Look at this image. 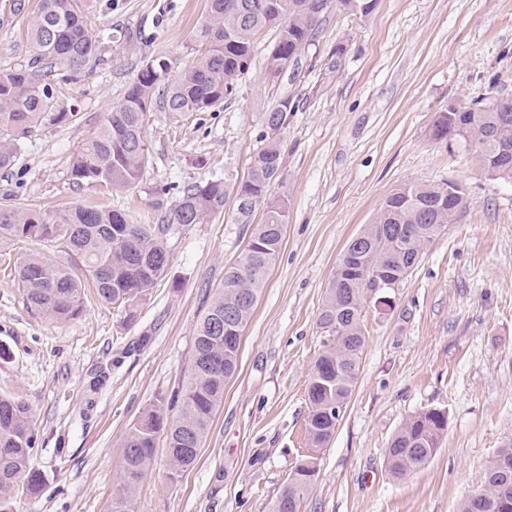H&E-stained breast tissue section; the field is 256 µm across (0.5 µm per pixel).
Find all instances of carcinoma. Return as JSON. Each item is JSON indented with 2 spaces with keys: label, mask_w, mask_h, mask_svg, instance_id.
<instances>
[{
  "label": "carcinoma",
  "mask_w": 512,
  "mask_h": 512,
  "mask_svg": "<svg viewBox=\"0 0 512 512\" xmlns=\"http://www.w3.org/2000/svg\"><path fill=\"white\" fill-rule=\"evenodd\" d=\"M375 0H208L197 30L202 50L175 81L164 84L167 62L147 61L92 134L73 154L70 176L74 183L124 190L140 183L149 162L144 130L150 112L160 106L168 112H208L232 96L239 77L250 67L255 36L268 27L278 29L274 48L290 64L314 39L321 19L336 8L368 14ZM8 13L24 16L32 47L27 64L0 69V170L15 165L18 143L32 128L57 111L61 86L72 74L101 61L105 33L88 22L87 0H8ZM295 106L287 99L265 116L264 145L254 155L246 180L229 188L215 178L186 187L172 211L154 225L132 224L118 210L76 205L63 211L20 208L0 203V248L25 241H40L61 249L76 268L87 271L93 291L103 302L118 305L126 321L136 320L138 307L164 275L170 253L167 240L177 225L202 224L224 208L234 195L243 223L263 209V220L251 236L242 260L225 269L224 284L196 326L194 349L186 381L179 395V410L168 414L160 397L149 412L128 431L124 440L120 484L108 512H132L136 490L154 458L156 437L164 433L170 478H177L197 460L213 414L224 399V383L235 372L239 337L255 303L238 304L239 291L253 298L263 288L267 269L277 259L288 223V195L272 193L280 181L283 160L281 131ZM466 106H448L435 126V137L462 138L466 150L487 172L512 179V100L496 102L469 115ZM468 206L466 190L452 180L441 183L408 182L387 196L369 232L368 252L362 265L394 277L425 248L447 224L456 223ZM24 288L28 309L60 322L83 313L85 284L72 269L47 262L37 254L25 255L15 267ZM367 283L354 277L330 288L319 314L330 339L316 359L307 384L310 405L307 433L312 446L321 447L336 428V403H347L359 374V352L364 344L361 305ZM234 321L221 330L224 311ZM446 423L439 410L429 409L409 418L394 434L386 450L389 473L402 478L421 469L432 457ZM36 444L31 413L25 402L0 396V512H7L11 490L24 479L38 494L43 479L30 468ZM297 478L278 493L272 512H300V503L314 482L316 467L304 459L295 467ZM483 501L482 512H500L502 500L512 501V444L499 449L487 467L483 485L460 505L472 512V500Z\"/></svg>",
  "instance_id": "cac0c4a2"
}]
</instances>
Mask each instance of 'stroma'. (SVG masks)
Returning <instances> with one entry per match:
<instances>
[{"mask_svg":"<svg viewBox=\"0 0 512 512\" xmlns=\"http://www.w3.org/2000/svg\"><path fill=\"white\" fill-rule=\"evenodd\" d=\"M206 11L207 0H96L90 19L113 35L101 64L75 74L59 99L64 119L47 117L20 140L15 166L0 170V202L95 206L155 224L184 187L245 180L266 112L284 99L296 105L282 131L288 222L243 331L238 367L196 463L178 480H170L165 440L157 438L133 512H271L305 455L317 474L300 512H458L512 441V180L436 139L434 125L449 104L512 99V0H376L366 15L334 10L297 65L274 78L266 58L276 32L265 30L223 107L182 117L151 112L150 163L138 185L73 186V153L144 61L164 59L172 80L192 64ZM25 25L0 10V69L27 64ZM128 31L138 41L127 42ZM445 180L466 188V211L396 288L393 310L366 307L356 387L330 441L310 447L306 389L326 339L319 313L347 242L398 186ZM261 219L257 212L239 223L229 200L206 223L171 236L166 275L132 323L89 288L77 319L33 315L17 259L37 253L66 266L69 257L38 241L0 256V395L29 406L31 466L46 477L36 496L18 481L10 512H107L126 434L159 397L180 390L195 326ZM102 372L103 386L90 392ZM434 408L448 416L436 453L393 478L392 436Z\"/></svg>","mask_w":512,"mask_h":512,"instance_id":"1","label":"stroma"}]
</instances>
